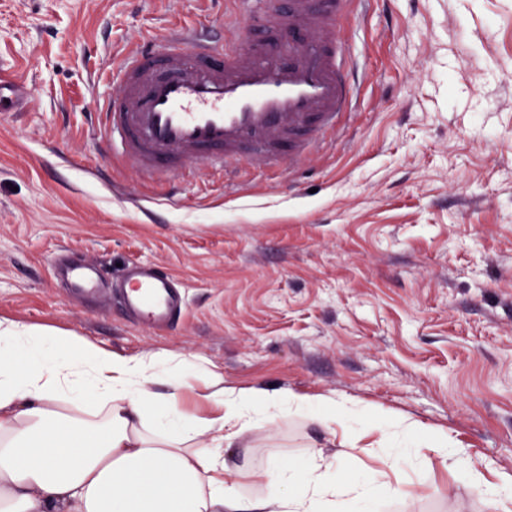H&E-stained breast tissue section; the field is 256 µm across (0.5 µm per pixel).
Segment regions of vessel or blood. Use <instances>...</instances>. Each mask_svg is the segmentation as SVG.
I'll use <instances>...</instances> for the list:
<instances>
[{"instance_id": "b4317fda", "label": "vessel or blood", "mask_w": 512, "mask_h": 512, "mask_svg": "<svg viewBox=\"0 0 512 512\" xmlns=\"http://www.w3.org/2000/svg\"><path fill=\"white\" fill-rule=\"evenodd\" d=\"M224 34L199 40L172 31L129 53L116 72L120 90L102 99L96 134L132 170L160 179L225 160L265 169L299 162L308 146L343 128L358 105L351 66L342 61L339 23L360 0H262L242 26L248 0H227ZM27 88L0 77V112L25 107ZM73 293L100 296L104 273L86 262L57 264ZM109 291L135 319L171 328L184 297L167 274L127 267Z\"/></svg>"}]
</instances>
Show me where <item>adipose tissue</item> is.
Here are the masks:
<instances>
[{
    "instance_id": "1",
    "label": "adipose tissue",
    "mask_w": 512,
    "mask_h": 512,
    "mask_svg": "<svg viewBox=\"0 0 512 512\" xmlns=\"http://www.w3.org/2000/svg\"><path fill=\"white\" fill-rule=\"evenodd\" d=\"M183 365L165 352L121 357L79 336L0 320V512H375L382 496L409 498L385 472L412 441L467 476L487 512H512L511 474L488 481L447 432L406 417L373 427L385 471L346 483L333 459H274L258 475L265 494L243 499L225 477V449L307 403L228 388L215 373L211 396L223 413L184 421L176 409L188 383ZM159 381L170 389L163 403L150 390ZM204 430L210 448L195 450Z\"/></svg>"
}]
</instances>
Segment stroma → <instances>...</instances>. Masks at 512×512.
<instances>
[{"label":"stroma","mask_w":512,"mask_h":512,"mask_svg":"<svg viewBox=\"0 0 512 512\" xmlns=\"http://www.w3.org/2000/svg\"><path fill=\"white\" fill-rule=\"evenodd\" d=\"M221 16L215 0H0V71L28 90L0 113V320L194 361L178 402L194 420L222 411L200 398L208 369L309 400L226 449L232 481L317 452L344 480L383 470L357 442L400 416L447 431L488 479L511 473L512 0H371L348 25L365 78L346 127L297 165L228 181L191 165L169 176L171 203L91 114L129 49L179 24L217 33ZM65 252L111 275L165 270L182 321L160 332L70 296ZM340 398L362 422L333 437L313 409ZM388 479L419 495L377 512H485L431 449Z\"/></svg>","instance_id":"stroma-1"}]
</instances>
